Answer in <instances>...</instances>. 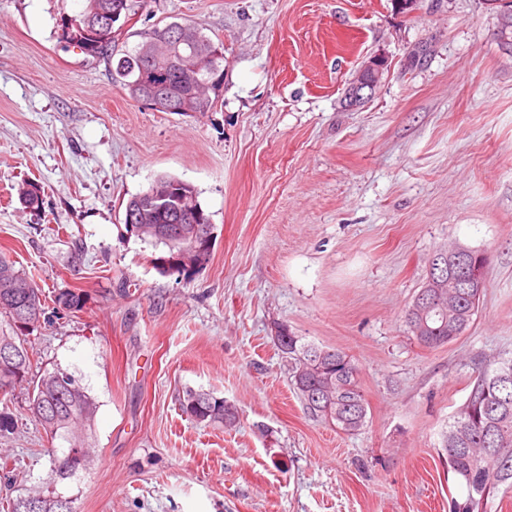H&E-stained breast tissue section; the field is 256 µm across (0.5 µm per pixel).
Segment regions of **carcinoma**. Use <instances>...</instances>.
<instances>
[{
    "label": "carcinoma",
    "instance_id": "1",
    "mask_svg": "<svg viewBox=\"0 0 512 512\" xmlns=\"http://www.w3.org/2000/svg\"><path fill=\"white\" fill-rule=\"evenodd\" d=\"M150 0H85L83 11L73 17H60L63 39L71 46L83 49L96 42L108 44L103 63H111L109 75L112 84L119 87L132 101L144 100L147 89L128 81L126 72L138 62V53L146 45H153L158 32L170 26L166 22L155 24L147 30H132L123 40L111 37L105 12L117 7L131 15L148 6ZM201 50V43L192 42L182 48L183 65L188 77L196 75L194 58ZM202 78L216 82L211 91L199 90L186 101L188 112H209L217 103L210 93L219 91L223 71L202 73ZM166 192V201L140 217L133 233L154 245H163L167 254L155 258L163 273L191 277L208 263L212 251L205 250L199 264L184 263L183 244L166 241L149 230L154 224H169L178 206L179 192L184 190L183 180L162 175L154 180ZM464 257V263L445 267L444 273L457 281V287L446 289V296L439 305L425 315L413 313L420 295L430 292L434 272H429L412 304L406 310L405 322L410 333L421 329L416 341L426 348L448 344L462 335L479 309L482 291L460 277L477 265L486 266L487 257L476 250L460 246L441 248L435 255ZM10 273L34 293L33 302L26 303L14 297L15 289L3 278ZM57 309L76 313L86 305L85 295L67 291L55 297ZM0 439H8L18 427L16 416L8 405L7 395L16 386L27 383L28 410L46 434L66 443L75 442L80 447L89 446V435L94 426L98 403L81 384L70 391L55 383L48 373H34V348L30 341L33 332L46 319L42 290L15 263L0 257ZM278 349L288 365L293 388L307 412L315 419L329 423L336 430L352 435L366 424L367 402L359 383V367L346 352L337 348H319L301 341L285 332ZM183 415L203 427L232 428L237 421L235 407L224 403V398L204 390L188 389L179 400ZM442 448L448 455V473L462 488V494L449 502V512H488L489 503L500 488H512V360L498 363L492 369L478 372L472 389L459 407L448 430L443 435ZM82 468L61 469L51 464L49 484L24 496L5 498L0 512H28V505L36 504L37 512H76V498L59 491L58 486L74 478Z\"/></svg>",
    "mask_w": 512,
    "mask_h": 512
}]
</instances>
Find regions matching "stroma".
<instances>
[{
  "mask_svg": "<svg viewBox=\"0 0 512 512\" xmlns=\"http://www.w3.org/2000/svg\"><path fill=\"white\" fill-rule=\"evenodd\" d=\"M84 0H0V255L47 297L86 294L33 334L41 366L99 403L77 512H448L441 440L479 367L512 358V54L485 0H151L136 29L188 22L224 46L210 112L127 98L68 47ZM391 69L339 104L365 57ZM193 185L214 227L186 279L131 233L124 202L160 175ZM42 204H22L25 182ZM488 257L470 328L420 346L402 314L435 250ZM285 325L360 368L354 435L304 412L273 341ZM224 397L231 430L196 426L186 389ZM0 460L50 477L26 387Z\"/></svg>",
  "mask_w": 512,
  "mask_h": 512,
  "instance_id": "obj_1",
  "label": "stroma"
}]
</instances>
